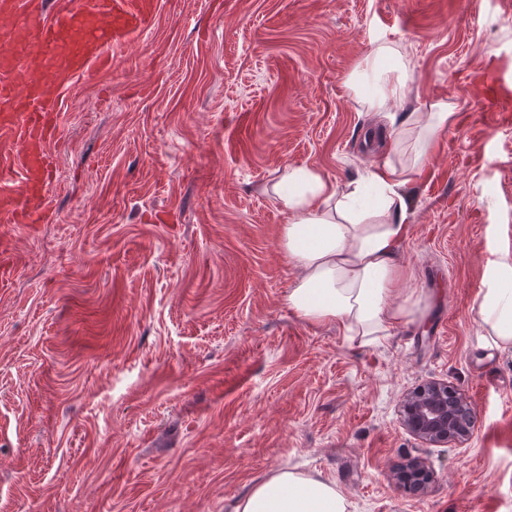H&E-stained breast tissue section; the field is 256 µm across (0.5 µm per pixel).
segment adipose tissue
<instances>
[{"mask_svg": "<svg viewBox=\"0 0 512 512\" xmlns=\"http://www.w3.org/2000/svg\"><path fill=\"white\" fill-rule=\"evenodd\" d=\"M407 57L405 46L382 42L349 75V87L368 111H390L405 96ZM453 119L447 102L409 113L384 160L349 190L307 167L283 170L266 186L289 216L281 237L299 275L285 302L300 318L336 324L346 338L369 347L419 313V300L401 288L398 256L409 215L401 189L428 163L438 133ZM478 307L487 339L497 349L512 348V261L489 268ZM236 512H347V500L328 477L280 471L256 484Z\"/></svg>", "mask_w": 512, "mask_h": 512, "instance_id": "obj_1", "label": "adipose tissue"}]
</instances>
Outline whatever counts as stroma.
Segmentation results:
<instances>
[{
	"instance_id": "obj_1",
	"label": "stroma",
	"mask_w": 512,
	"mask_h": 512,
	"mask_svg": "<svg viewBox=\"0 0 512 512\" xmlns=\"http://www.w3.org/2000/svg\"><path fill=\"white\" fill-rule=\"evenodd\" d=\"M112 75L59 120L53 223L11 231L0 285V512H234L281 470L336 481L348 512H512V351L478 315L512 255V124L475 74L512 87V0H146ZM410 51L391 112L347 77ZM454 106L399 253L422 301L381 345L302 320L288 214L263 188L309 166L340 188L382 161L406 113ZM460 389L465 444L401 423L406 392ZM434 473L419 495L398 473Z\"/></svg>"
}]
</instances>
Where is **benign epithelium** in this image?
Instances as JSON below:
<instances>
[{
	"instance_id": "obj_1",
	"label": "benign epithelium",
	"mask_w": 512,
	"mask_h": 512,
	"mask_svg": "<svg viewBox=\"0 0 512 512\" xmlns=\"http://www.w3.org/2000/svg\"><path fill=\"white\" fill-rule=\"evenodd\" d=\"M403 423L428 444L451 441L463 443L471 435L474 414L456 389L446 383L430 382L412 393L403 403ZM432 479L421 462L413 463L399 481L409 492H418Z\"/></svg>"
}]
</instances>
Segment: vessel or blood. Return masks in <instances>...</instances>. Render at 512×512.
Listing matches in <instances>:
<instances>
[{
    "label": "vessel or blood",
    "instance_id": "vessel-or-blood-1",
    "mask_svg": "<svg viewBox=\"0 0 512 512\" xmlns=\"http://www.w3.org/2000/svg\"><path fill=\"white\" fill-rule=\"evenodd\" d=\"M141 0H0V232L54 220L47 186L61 99L102 70Z\"/></svg>",
    "mask_w": 512,
    "mask_h": 512
}]
</instances>
